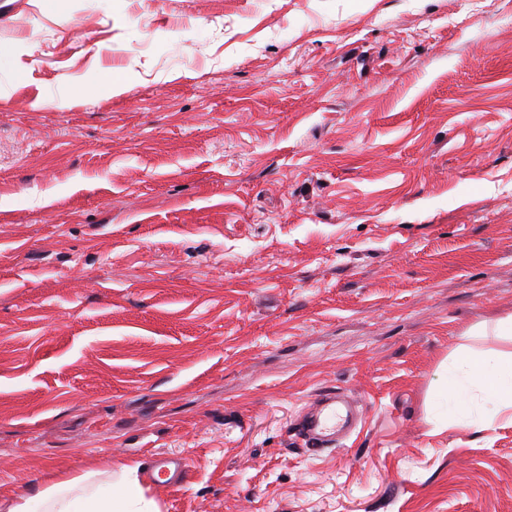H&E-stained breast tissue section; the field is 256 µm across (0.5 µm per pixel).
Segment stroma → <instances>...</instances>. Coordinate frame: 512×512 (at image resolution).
Here are the masks:
<instances>
[{
	"instance_id": "obj_1",
	"label": "stroma",
	"mask_w": 512,
	"mask_h": 512,
	"mask_svg": "<svg viewBox=\"0 0 512 512\" xmlns=\"http://www.w3.org/2000/svg\"><path fill=\"white\" fill-rule=\"evenodd\" d=\"M0 45V500L166 452L160 512H512V426L427 413L512 353V0H0ZM346 423L347 417H343L336 411V394L325 393L311 402L308 410L303 414L297 431L306 448L313 450L335 448L342 440L347 439L352 432V430H349L347 433L336 437V432L344 428ZM148 468L151 473L157 472L164 479V481H158V483L167 487L181 484L187 474L186 464L182 459L161 452L150 454Z\"/></svg>"
}]
</instances>
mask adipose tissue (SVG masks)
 <instances>
[{"instance_id": "ef3b65f1", "label": "adipose tissue", "mask_w": 512, "mask_h": 512, "mask_svg": "<svg viewBox=\"0 0 512 512\" xmlns=\"http://www.w3.org/2000/svg\"><path fill=\"white\" fill-rule=\"evenodd\" d=\"M429 414L440 423L482 431L512 424V354L453 359L431 388ZM136 463L119 464L106 480L96 472L59 473L36 495L0 500V512H158L146 498Z\"/></svg>"}]
</instances>
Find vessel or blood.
Returning a JSON list of instances; mask_svg holds the SVG:
<instances>
[{"label":"vessel or blood","instance_id":"b4317fda","mask_svg":"<svg viewBox=\"0 0 512 512\" xmlns=\"http://www.w3.org/2000/svg\"><path fill=\"white\" fill-rule=\"evenodd\" d=\"M340 403L349 410L359 407L357 399L351 396L341 402L337 401L335 394L332 393H325L314 399L313 409L304 413L298 427V433L307 448L322 450L339 444L338 432L347 422L346 417L336 410L337 404ZM148 468L150 472L158 473L167 487L181 484L187 473L182 459L161 452L150 455Z\"/></svg>","mask_w":512,"mask_h":512}]
</instances>
